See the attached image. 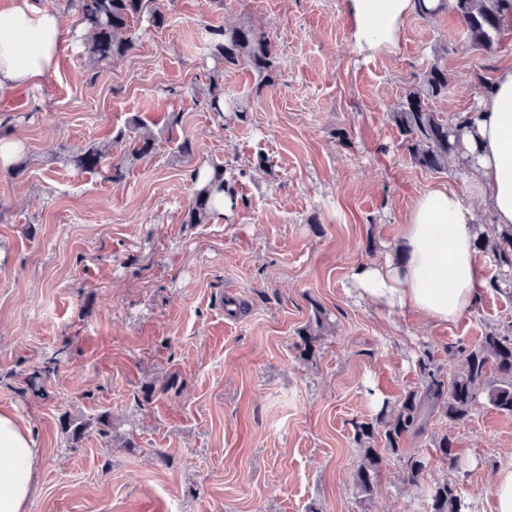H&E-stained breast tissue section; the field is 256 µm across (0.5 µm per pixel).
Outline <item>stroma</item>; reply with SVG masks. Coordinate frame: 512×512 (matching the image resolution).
Instances as JSON below:
<instances>
[{
  "instance_id": "stroma-1",
  "label": "stroma",
  "mask_w": 512,
  "mask_h": 512,
  "mask_svg": "<svg viewBox=\"0 0 512 512\" xmlns=\"http://www.w3.org/2000/svg\"><path fill=\"white\" fill-rule=\"evenodd\" d=\"M37 2L61 13L70 46L40 86L0 101V125L23 143L22 174L0 173V409L40 448L27 512H429L446 478L490 512L512 416L484 401L454 424L433 415L404 443L427 462L418 483L385 454L367 501L354 426L420 387L423 351L444 375L449 344L511 325L512 298L483 295L445 326L412 323L360 298L351 274L396 256L421 194L472 189V171L430 172L404 152L392 116L407 90L439 66L454 82L431 108L465 110L483 94L466 74L496 77L512 49L474 52L451 11L410 17L396 50L366 58L340 0H157L165 23L138 22L135 49L94 71L77 14ZM243 22L274 43V88L207 49L208 28ZM213 78L221 115L204 104ZM171 112L182 115L172 141L122 181L58 159L91 143L120 158L118 130L135 118L161 130ZM185 140L192 155L176 149ZM211 164L237 205L185 223L190 173ZM318 311L329 327L305 361L299 332ZM69 416L88 424L75 441ZM446 433L453 469L434 448Z\"/></svg>"
}]
</instances>
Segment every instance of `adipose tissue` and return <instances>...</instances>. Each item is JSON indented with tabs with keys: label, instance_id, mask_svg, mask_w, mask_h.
Listing matches in <instances>:
<instances>
[{
	"label": "adipose tissue",
	"instance_id": "1",
	"mask_svg": "<svg viewBox=\"0 0 512 512\" xmlns=\"http://www.w3.org/2000/svg\"><path fill=\"white\" fill-rule=\"evenodd\" d=\"M454 0H343L349 40L364 56L395 50L407 20L420 12L452 9ZM68 32L55 9L12 0L0 25V100L40 84L55 72ZM481 148L475 196L446 186L423 193L404 225L396 259L352 273L361 297L378 310L438 324L456 322L473 306L484 279L476 260L473 198L496 223L512 224V69L500 71L479 103ZM39 450L16 416L0 410V512H26Z\"/></svg>",
	"mask_w": 512,
	"mask_h": 512
}]
</instances>
